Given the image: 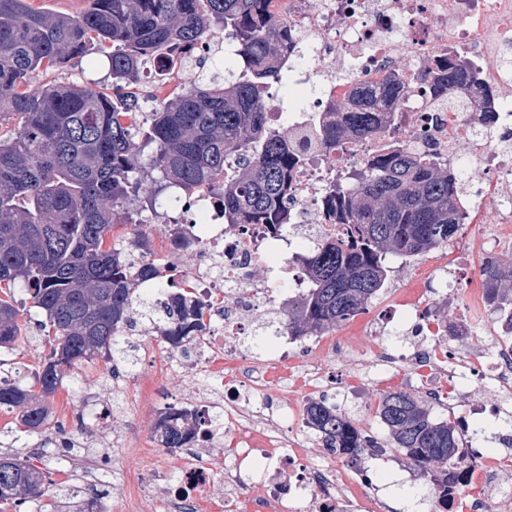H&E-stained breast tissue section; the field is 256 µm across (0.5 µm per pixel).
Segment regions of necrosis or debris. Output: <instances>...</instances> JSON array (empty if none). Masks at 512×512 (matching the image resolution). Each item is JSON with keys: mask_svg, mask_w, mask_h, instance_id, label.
I'll return each mask as SVG.
<instances>
[{"mask_svg": "<svg viewBox=\"0 0 512 512\" xmlns=\"http://www.w3.org/2000/svg\"><path fill=\"white\" fill-rule=\"evenodd\" d=\"M269 11L291 43L304 47L299 56L285 51L280 77L288 95L273 107L274 125L303 159L291 175L288 223L276 231L225 223L221 200L207 193L192 204L171 200L169 209L193 212L191 223L159 210L166 223L153 237L160 247L156 280L182 284L201 299L208 330L186 362L156 337L142 347L144 371L132 377L114 369L112 385L136 412L158 401L171 374L189 368L202 383L175 405L203 421L178 451L176 479L147 468L125 473L126 512H138L150 491L166 512H301L307 505L313 512H390L366 471L332 454L309 458L292 425L301 409L287 401L292 393L322 396L333 388L362 401L363 386L382 382L398 360L391 348L359 343L388 335L387 322L370 317L359 333L315 336L266 360L243 349L244 337L302 294L310 250L337 236L336 225L323 219L326 199L349 187L376 155L408 149L457 170L472 186L459 204L463 221L484 217L485 244L498 246L512 227V72L500 66L512 50V0H269ZM453 56L466 60L492 92V134H484L480 113L449 110L447 99L435 97L432 80ZM392 76L405 87L396 103L398 127L342 139L331 152L307 143L314 116L329 103L347 105L355 88L378 91ZM313 81L319 84L314 97L306 93ZM202 228V246L190 245ZM447 276V265L433 266L411 296L393 298L415 338L406 384L436 404L448 399L443 386L451 380L512 386L511 330L498 327L494 343L475 357L449 339L446 324L427 316L428 284ZM346 352L356 355L352 367L330 371L328 358ZM453 470L454 485L435 494L438 512H512V494L501 488L512 467L464 448Z\"/></svg>", "mask_w": 512, "mask_h": 512, "instance_id": "necrosis-or-debris-1", "label": "necrosis or debris"}]
</instances>
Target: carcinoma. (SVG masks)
Instances as JSON below:
<instances>
[{"label":"carcinoma","instance_id":"obj_1","mask_svg":"<svg viewBox=\"0 0 512 512\" xmlns=\"http://www.w3.org/2000/svg\"><path fill=\"white\" fill-rule=\"evenodd\" d=\"M285 36L273 25L268 0H88L73 15L0 0V283L15 284L45 313L54 331L48 357L30 386L0 377V409L35 431L44 402L64 370L102 352L138 326L182 351L204 328L202 306L182 291L170 300L138 292L154 278L149 238L107 244L116 224H141L146 197L157 211L165 198L224 190V223L285 224L289 177L298 164L289 137L271 125V83L280 82ZM97 51L111 84L95 81L31 87L34 74L60 70ZM192 70L196 80L149 99L140 78L150 71ZM404 88L391 78L381 96L358 90L351 104L324 113L320 145L381 130ZM448 92V108L478 102L483 121L494 106L466 61H448L434 93ZM464 182L454 170L413 152L380 154L367 173L326 201L334 242L315 246L304 264L309 284L288 307V335L321 336L366 308L384 287L389 255L414 258L447 246L462 229L456 204ZM512 253H490L480 265L487 305L512 326ZM12 298L0 299V348L21 328ZM395 450L448 488V464L462 444L454 424L436 422L414 393L384 394L378 406ZM306 423L323 448L352 458L361 433L324 397L306 407ZM165 448H182L193 420L180 410L154 427ZM0 503L24 504L45 493L46 475L0 451Z\"/></svg>","mask_w":512,"mask_h":512}]
</instances>
